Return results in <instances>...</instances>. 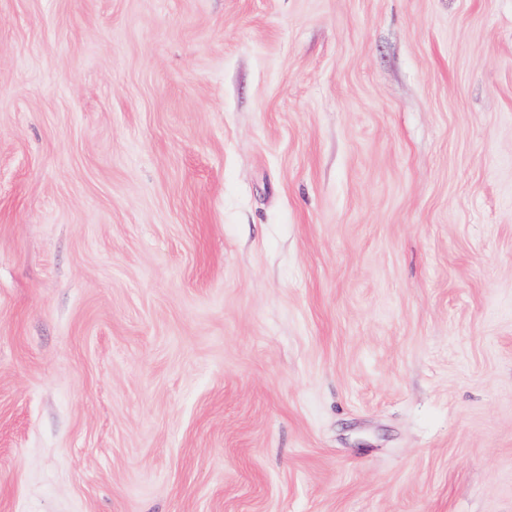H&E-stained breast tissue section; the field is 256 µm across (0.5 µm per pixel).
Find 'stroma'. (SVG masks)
<instances>
[{
  "mask_svg": "<svg viewBox=\"0 0 512 512\" xmlns=\"http://www.w3.org/2000/svg\"><path fill=\"white\" fill-rule=\"evenodd\" d=\"M0 512H512V0H0Z\"/></svg>",
  "mask_w": 512,
  "mask_h": 512,
  "instance_id": "stroma-1",
  "label": "stroma"
}]
</instances>
